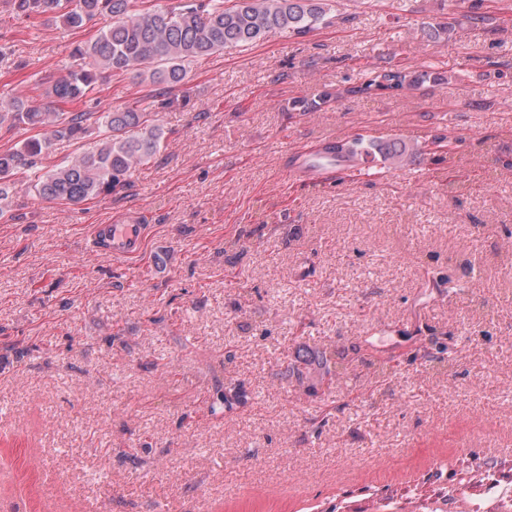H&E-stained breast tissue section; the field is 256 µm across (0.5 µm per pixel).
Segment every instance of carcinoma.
Returning a JSON list of instances; mask_svg holds the SVG:
<instances>
[{
	"mask_svg": "<svg viewBox=\"0 0 512 512\" xmlns=\"http://www.w3.org/2000/svg\"><path fill=\"white\" fill-rule=\"evenodd\" d=\"M11 5L20 17L45 18L73 29L98 19L107 25L71 49L66 74L46 82V102H36L23 89L0 101V130L31 132L0 151V215L11 207L13 177L29 170L34 171L31 187L50 202L79 204L124 187L133 171L163 148L158 110L175 102L174 91L189 64L226 48L256 45L276 33L305 35L330 11L328 0H173L165 8L150 0H11ZM133 67L155 87L156 109L134 103L101 113L96 149L47 165L57 142H77L90 131L89 113L68 111L64 105L94 94L102 74ZM446 82L448 77L438 70L397 67L367 78L356 92L398 93ZM366 148L392 164L415 156L401 140L367 142L362 137L329 150L339 157Z\"/></svg>",
	"mask_w": 512,
	"mask_h": 512,
	"instance_id": "1",
	"label": "carcinoma"
}]
</instances>
